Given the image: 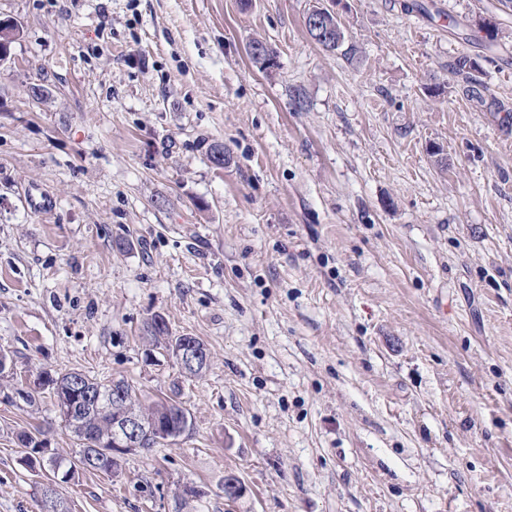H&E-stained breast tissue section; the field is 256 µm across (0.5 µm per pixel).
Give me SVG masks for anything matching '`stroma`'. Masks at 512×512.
<instances>
[{
    "mask_svg": "<svg viewBox=\"0 0 512 512\" xmlns=\"http://www.w3.org/2000/svg\"><path fill=\"white\" fill-rule=\"evenodd\" d=\"M318 2L0 0V512H512V6L339 0L329 52ZM71 369L189 432L49 483L15 435L77 454L35 384ZM317 13H314V16L310 19V27L315 31V34L319 36L320 38H324V35L327 34L330 29V26L328 25V22L331 25V34L332 38L329 42L319 41L315 42L310 37V39L316 43L317 45L321 46L326 51H335L338 48H340L343 45L344 42V33L341 28V24L338 20V18L332 16L328 9L321 8L317 10ZM326 11L330 12L331 14L327 15L328 22L326 18L323 16L326 14ZM152 335L156 345L164 344L168 350L180 341L173 354L184 372L194 375L201 373L207 367L209 362L207 349L198 345L191 337L169 336V328L162 318L154 320Z\"/></svg>",
    "mask_w": 512,
    "mask_h": 512,
    "instance_id": "35a3bbf8",
    "label": "stroma"
}]
</instances>
